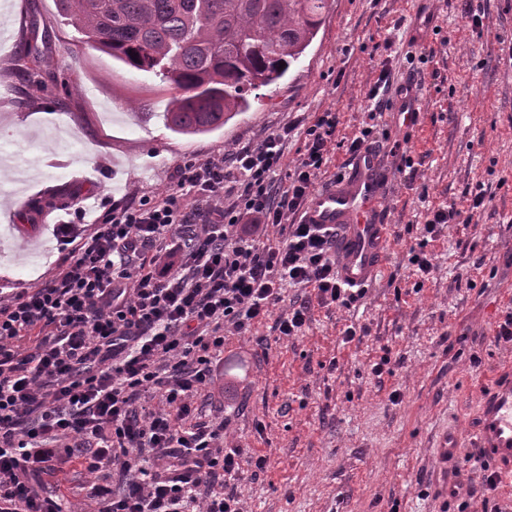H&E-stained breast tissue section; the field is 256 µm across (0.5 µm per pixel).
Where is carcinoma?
Returning <instances> with one entry per match:
<instances>
[{"label":"carcinoma","mask_w":512,"mask_h":512,"mask_svg":"<svg viewBox=\"0 0 512 512\" xmlns=\"http://www.w3.org/2000/svg\"><path fill=\"white\" fill-rule=\"evenodd\" d=\"M55 2L90 47L166 82L165 126L194 136L223 127L277 84L318 35L330 0Z\"/></svg>","instance_id":"cac0c4a2"}]
</instances>
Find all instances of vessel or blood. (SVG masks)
Here are the masks:
<instances>
[{
	"mask_svg": "<svg viewBox=\"0 0 512 512\" xmlns=\"http://www.w3.org/2000/svg\"><path fill=\"white\" fill-rule=\"evenodd\" d=\"M355 171L340 183L313 193L303 211L308 224H327L342 231L341 280L350 286L370 281L386 245L387 227L378 218L382 193L370 179L377 167L375 154L367 152L354 160ZM479 448L502 474L512 476V373L503 374L482 405L476 434Z\"/></svg>",
	"mask_w": 512,
	"mask_h": 512,
	"instance_id": "1",
	"label": "vessel or blood"
}]
</instances>
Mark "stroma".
Here are the masks:
<instances>
[{
  "label": "stroma",
  "mask_w": 512,
  "mask_h": 512,
  "mask_svg": "<svg viewBox=\"0 0 512 512\" xmlns=\"http://www.w3.org/2000/svg\"><path fill=\"white\" fill-rule=\"evenodd\" d=\"M420 2L435 16L425 64L411 37ZM0 13V301L55 274L106 210L170 193L188 165L231 158L292 124L290 169L321 113H339L338 142L375 123L389 134L372 147L389 242L364 297L326 306L290 288L249 335L225 329L224 393L197 405L242 459L264 460L234 483L245 512H512V487L470 493L487 467L479 408L496 371L512 366V342L495 339L512 311V0H331L279 84L200 136L170 132L168 85L85 46L55 0H0ZM384 68L394 87L372 118L368 95ZM401 85L419 109L408 128L396 116ZM338 142L316 186L350 173ZM406 155L423 160L415 176L400 169ZM478 192L487 202L474 211ZM450 205L470 223L424 239L427 208ZM423 239L435 256L425 279L407 261ZM299 300L311 307L303 335L280 336L277 318ZM350 325L364 334L348 343ZM383 357L389 370L374 377ZM451 435L467 460L457 476L437 456ZM93 480L74 458L43 484L66 512H93Z\"/></svg>",
  "instance_id": "1"
}]
</instances>
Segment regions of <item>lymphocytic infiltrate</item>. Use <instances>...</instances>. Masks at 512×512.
<instances>
[{
  "label": "lymphocytic infiltrate",
  "instance_id": "obj_1",
  "mask_svg": "<svg viewBox=\"0 0 512 512\" xmlns=\"http://www.w3.org/2000/svg\"><path fill=\"white\" fill-rule=\"evenodd\" d=\"M339 118L304 131L305 153L273 193L287 125L230 161L189 166L173 191L116 207L82 236L59 272L0 303V512H63L42 477L83 458L98 512H243L227 479L242 471L223 426L196 420L194 399L217 383L224 331L247 333L285 288L345 306L364 296L336 267V232L289 223L303 212ZM229 208L192 221L183 200ZM287 224L285 237L268 227ZM37 336L35 352L17 342ZM156 391L153 410L138 407Z\"/></svg>",
  "mask_w": 512,
  "mask_h": 512
}]
</instances>
